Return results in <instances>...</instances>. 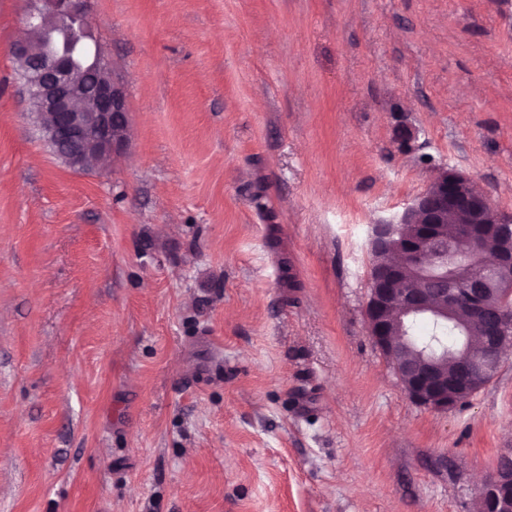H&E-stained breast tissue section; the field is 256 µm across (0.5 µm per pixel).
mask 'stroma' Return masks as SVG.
<instances>
[{
  "mask_svg": "<svg viewBox=\"0 0 512 512\" xmlns=\"http://www.w3.org/2000/svg\"><path fill=\"white\" fill-rule=\"evenodd\" d=\"M87 6L131 132L75 171L0 0V512H477L512 352L413 402L369 336V232L437 164L512 214V0Z\"/></svg>",
  "mask_w": 512,
  "mask_h": 512,
  "instance_id": "stroma-1",
  "label": "stroma"
}]
</instances>
